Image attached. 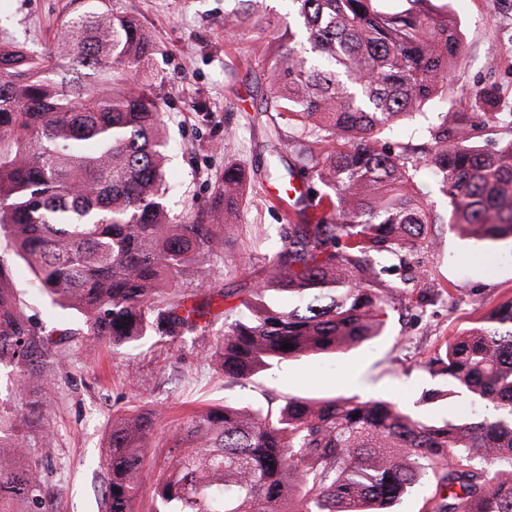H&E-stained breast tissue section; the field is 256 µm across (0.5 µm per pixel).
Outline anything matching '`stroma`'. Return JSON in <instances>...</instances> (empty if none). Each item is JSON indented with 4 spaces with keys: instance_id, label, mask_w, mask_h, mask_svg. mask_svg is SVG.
Here are the masks:
<instances>
[{
    "instance_id": "35a3bbf8",
    "label": "stroma",
    "mask_w": 512,
    "mask_h": 512,
    "mask_svg": "<svg viewBox=\"0 0 512 512\" xmlns=\"http://www.w3.org/2000/svg\"><path fill=\"white\" fill-rule=\"evenodd\" d=\"M447 6L462 32L463 52L448 77V109L468 112L475 140L492 147L511 132L477 103L484 86L512 98V0H435ZM113 13L136 20L154 53L145 77L159 98L171 147L167 167L171 216L194 214L210 199L224 168L244 173L236 225L209 264L192 268L179 291L212 301L203 334L118 349L79 335L77 316L51 304L11 242L0 235L5 285L30 330L48 350L30 368L46 381L42 412L49 436L34 435L31 451L53 512H107L105 458L112 424L127 411L158 408L161 416L145 448L147 465L191 414L235 400L266 404L289 395L385 397L437 417L472 411L464 397L423 404L434 385L426 362L446 339L474 326L512 297V243L497 242L473 257L470 238L445 224L431 225L428 246L405 255L382 336L356 349L282 363L253 384L228 387L215 354L228 323L243 311L255 278L283 249L286 223L276 203L280 178L298 191L310 184L303 156L288 143V126L274 127L260 100L270 63L267 37L229 31L231 0H107ZM75 0H0V42L45 55L59 39Z\"/></svg>"
}]
</instances>
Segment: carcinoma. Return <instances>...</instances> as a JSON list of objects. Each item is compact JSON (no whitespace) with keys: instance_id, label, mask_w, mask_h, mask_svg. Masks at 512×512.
<instances>
[{"instance_id":"obj_1","label":"carcinoma","mask_w":512,"mask_h":512,"mask_svg":"<svg viewBox=\"0 0 512 512\" xmlns=\"http://www.w3.org/2000/svg\"><path fill=\"white\" fill-rule=\"evenodd\" d=\"M233 28L275 31L264 111L287 117L296 144L324 133L308 168L325 211L288 222V245L220 338L227 386L290 359L345 352L383 331L393 299L390 256L413 252L429 225L469 233L481 252L512 240V136L486 151L471 115L425 128L421 157L384 141L401 120L448 102L462 33L433 0H236ZM153 45L142 27L87 0L62 23L56 53L0 44V232L51 301L114 348L203 332L210 301L175 288L222 250L243 197L229 167L193 219L166 207L168 143L151 85L136 81ZM448 200L440 215L423 181ZM224 216L206 224L204 216ZM288 303L270 308L266 293ZM289 343L292 348L285 349ZM47 350L0 288V512H49L37 467L22 461L46 383L29 376ZM433 399L467 396L480 412L426 421L384 398L288 396L277 410L224 402L192 415L159 468L142 448L158 413L112 426L108 512H393L431 472L428 512H512V298L445 342L427 367Z\"/></svg>"}]
</instances>
